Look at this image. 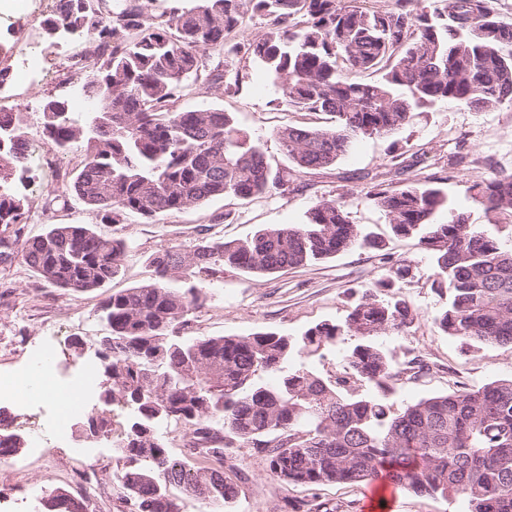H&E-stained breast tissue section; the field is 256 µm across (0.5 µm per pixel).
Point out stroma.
<instances>
[{"instance_id": "stroma-1", "label": "stroma", "mask_w": 512, "mask_h": 512, "mask_svg": "<svg viewBox=\"0 0 512 512\" xmlns=\"http://www.w3.org/2000/svg\"><path fill=\"white\" fill-rule=\"evenodd\" d=\"M55 8L54 0H10L0 10V69L8 78L0 84V106L22 107L31 130L30 153L33 181L28 189L31 219L24 232L41 234L51 224H90L103 233L120 236L132 246L120 276L94 293L75 294L38 278L21 257L0 263V372L24 369L46 343H53L61 368L75 374L87 356L73 347L74 338L92 342L104 326L95 314L100 302L112 292L149 281L152 270L144 258L168 246H188L200 231L209 229L227 239H244L273 224H303L308 212L324 199H343L353 223L363 225L388 240L394 258L412 266L413 280L406 287L416 319L407 335L383 338L384 348L396 361L423 356L433 368L430 376L400 385L398 403L446 393L462 385H481L512 377V347L489 345L468 351L460 341L444 334L434 321L444 300L432 288V262L414 241L392 238L380 210L366 195L372 175L393 181L433 180L454 204L467 211L473 223H484L481 209L468 199L466 179L484 173H512V107L474 112L442 104L417 113L392 137L360 140L336 165L294 172L288 191H276L249 202L220 198L205 206L173 212L157 223L130 219L122 224H101L92 209L76 200L45 206V195L56 186L59 174L79 167L80 152L56 155L54 164L41 158L46 141L41 136L42 105L51 97H67L72 111L84 109V99L73 81L68 64L74 54L89 50L84 41L58 42L44 33V21ZM265 31L263 23L246 20L233 35L240 51L226 75L231 91L197 81L191 83L176 109L219 107L258 143L272 167L285 169L289 162L276 136L286 125L327 127L332 117L322 112H296L279 106V92L251 54L249 45ZM31 51L44 61L36 80L19 83L13 74L19 54ZM377 252L353 248L323 262L271 275H249L225 268L221 278L207 289L203 305L193 310L192 327L204 336L248 335L274 331L301 335L320 322H338L347 314L363 289L384 274ZM5 410L19 432L41 431L52 456L22 448L14 476L0 480V512H42L40 498L56 489L82 493L79 475L97 467L101 478H111L123 460L110 442L94 441L92 454L79 451L84 440L77 428L57 436L48 412H23L13 405ZM238 473L234 512H289L300 500L325 504L330 512H462L455 498L417 496L408 492L390 495L386 508H378L372 489L363 486L325 485L316 488L283 483L267 472L259 454L250 448H234L228 460Z\"/></svg>"}]
</instances>
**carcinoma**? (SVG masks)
Here are the masks:
<instances>
[{"label":"carcinoma","instance_id":"carcinoma-1","mask_svg":"<svg viewBox=\"0 0 512 512\" xmlns=\"http://www.w3.org/2000/svg\"><path fill=\"white\" fill-rule=\"evenodd\" d=\"M57 0L49 39L77 36L93 50L71 58L85 72L90 112L68 100L43 104L42 135L61 153L82 151L75 175L46 204L71 193L105 224L156 222L217 198L251 201L283 190L292 173L272 170L260 148L222 109L179 111L190 79L224 82L237 52L228 37L245 17L264 22L250 49L298 112H327V128L287 126L277 137L297 169L331 167L366 137L398 133L415 113L448 102L474 111L512 104V23L492 0H391L362 7L344 0ZM380 74L359 81L358 72ZM26 112L0 113V261L18 253L46 283L97 291L118 277L129 246L86 224H52L24 237L31 181ZM466 193L488 224L512 223V174L476 175ZM367 196L392 235L413 238L433 262L432 286L446 297L440 329L470 348L512 345V248L507 249L441 189L371 178ZM445 212L448 220L436 215ZM356 246L385 243L352 222L344 202L322 200L305 224L272 225L246 239L203 237L148 258L153 278L105 298L98 318L112 333L110 404L127 411L125 459L113 490L131 512H184L189 494L221 512L237 495L224 450L252 448L270 474L292 485L390 483L415 495L458 497L468 512H512V378L462 386L412 404L396 386L431 366L402 364L380 342L403 336L415 318L404 289L410 266L388 267L341 323L321 322L299 337L276 332L194 336L191 311L205 282L229 266L255 275L304 267ZM344 349L343 371L323 376L295 361ZM185 427L187 452L169 454L158 427ZM112 419L91 410L78 427ZM25 445L0 415V458ZM44 512H94L92 496L64 489L42 498Z\"/></svg>","mask_w":512,"mask_h":512}]
</instances>
